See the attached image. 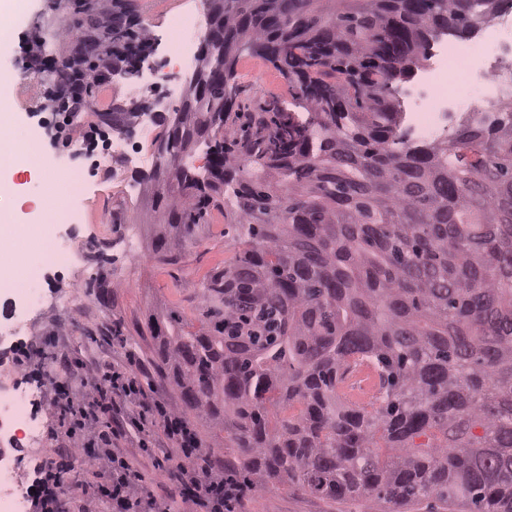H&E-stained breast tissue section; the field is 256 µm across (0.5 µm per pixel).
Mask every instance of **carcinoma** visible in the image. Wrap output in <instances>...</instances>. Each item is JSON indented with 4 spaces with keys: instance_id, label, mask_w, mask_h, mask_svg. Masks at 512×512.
<instances>
[{
    "instance_id": "carcinoma-1",
    "label": "carcinoma",
    "mask_w": 512,
    "mask_h": 512,
    "mask_svg": "<svg viewBox=\"0 0 512 512\" xmlns=\"http://www.w3.org/2000/svg\"><path fill=\"white\" fill-rule=\"evenodd\" d=\"M212 2L224 81L197 59L205 81L158 148L224 130L243 42L299 80L314 117L215 144L205 176L161 155L142 179L163 257L217 196L239 216L243 248L203 284L200 326L150 322L179 409L257 488L512 512V101L417 143L391 92L431 42L471 37L512 0ZM363 361L370 411L338 393Z\"/></svg>"
}]
</instances>
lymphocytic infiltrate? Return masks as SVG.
Here are the masks:
<instances>
[{
    "label": "lymphocytic infiltrate",
    "instance_id": "obj_1",
    "mask_svg": "<svg viewBox=\"0 0 512 512\" xmlns=\"http://www.w3.org/2000/svg\"><path fill=\"white\" fill-rule=\"evenodd\" d=\"M61 34L73 43L67 57L45 60L29 52L28 67L56 76L46 99L59 120L42 121L50 140H79L94 152L108 140L100 127L74 124L86 96L109 86L115 74L127 70L135 55L152 47L149 36L119 48L102 46L91 29L62 24ZM54 380L50 413L60 429L62 447L48 449L34 468V512H244L248 488L239 486L232 471L217 475L211 459L196 455L200 440L184 416L159 401H149L134 372L108 361L87 367L62 360ZM152 441L153 471L141 473L124 442ZM82 461L73 481H65V462ZM177 479L170 497L159 500L151 487Z\"/></svg>",
    "mask_w": 512,
    "mask_h": 512
}]
</instances>
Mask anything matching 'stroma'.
<instances>
[{
	"instance_id": "obj_1",
	"label": "stroma",
	"mask_w": 512,
	"mask_h": 512,
	"mask_svg": "<svg viewBox=\"0 0 512 512\" xmlns=\"http://www.w3.org/2000/svg\"><path fill=\"white\" fill-rule=\"evenodd\" d=\"M206 0H112V10L124 14L133 31L150 32L156 46L150 61L159 71L169 72L166 62V30L170 20L182 14H202ZM84 27L103 22L96 0H18L0 39V72H18L21 82L0 87V99L10 102L4 120L10 136L34 145L42 160L33 168H0V212L14 214L52 206L57 195L46 194L44 186L61 181L65 167L82 168L90 181L86 195L77 202L80 216L76 224H48L44 230L67 241L75 254L65 268L43 265L42 308L31 309L16 301L11 312L0 311V328L23 322L22 331L0 343V382L20 387L31 395L30 410L42 436L38 443L14 446L12 456L23 476H32L38 458L50 446L48 432L53 425L46 410L52 396L43 377L56 370L60 358L81 360L86 365L108 359L125 362L134 356V370L147 396L174 405L178 394L161 377L155 356L149 319L155 313L175 312L190 323L202 314L200 288L206 279L219 273L229 262L238 244L235 240L236 215L230 204L219 202L199 218L194 237L185 247L160 259L151 247V230L144 222L142 204L135 195L142 190L143 170L130 168L123 181L112 179L108 166L95 167L91 157L82 155L79 142L50 143L36 120L48 89L28 69L19 49L20 34H27L33 47L63 58L71 45L60 35L62 19ZM241 92L238 105L224 128L226 144L244 138L255 129L258 119L271 118L272 107L289 112L296 120L309 117V105L299 85L275 63L255 54L242 55L237 64ZM129 74L116 75L111 86L93 90L91 105L78 116L79 122H101L113 107L129 110H156L150 137L159 139L165 130L167 113L180 108L181 99L167 100L166 83L152 87L142 99H129L122 93ZM93 254V266L82 261ZM57 335L58 345L41 346L32 354L29 372L15 364L18 349L41 336ZM385 503L373 498L339 501L288 485H271L255 490L245 504V512H384Z\"/></svg>"
}]
</instances>
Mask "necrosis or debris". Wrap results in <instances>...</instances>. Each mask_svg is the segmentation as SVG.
Returning <instances> with one entry per match:
<instances>
[{
    "mask_svg": "<svg viewBox=\"0 0 512 512\" xmlns=\"http://www.w3.org/2000/svg\"><path fill=\"white\" fill-rule=\"evenodd\" d=\"M200 30L196 15L185 14L169 25V56L181 72L195 68L192 51ZM424 90L410 101L408 126L423 139L441 140L453 129L450 116L473 115L485 103L512 96V13L502 12L483 25L477 42L441 43L423 75ZM27 392L14 386L0 387V438L6 444L18 435H31Z\"/></svg>",
    "mask_w": 512,
    "mask_h": 512,
    "instance_id": "4bbe7bcc",
    "label": "necrosis or debris"
}]
</instances>
